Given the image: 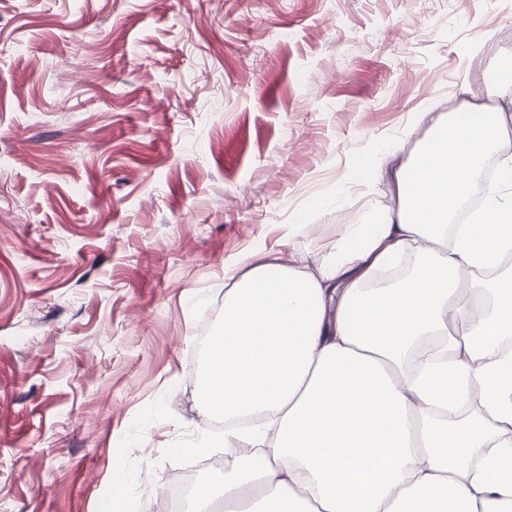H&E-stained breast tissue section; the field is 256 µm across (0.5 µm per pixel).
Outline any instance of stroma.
Wrapping results in <instances>:
<instances>
[{
  "mask_svg": "<svg viewBox=\"0 0 512 512\" xmlns=\"http://www.w3.org/2000/svg\"><path fill=\"white\" fill-rule=\"evenodd\" d=\"M511 28L512 0H0V512L222 479L223 449L178 447L215 431L190 338L225 265H317L396 205L354 167L460 82L512 113L487 92Z\"/></svg>",
  "mask_w": 512,
  "mask_h": 512,
  "instance_id": "stroma-1",
  "label": "stroma"
}]
</instances>
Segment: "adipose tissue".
I'll use <instances>...</instances> for the list:
<instances>
[{
    "label": "adipose tissue",
    "mask_w": 512,
    "mask_h": 512,
    "mask_svg": "<svg viewBox=\"0 0 512 512\" xmlns=\"http://www.w3.org/2000/svg\"><path fill=\"white\" fill-rule=\"evenodd\" d=\"M420 112L398 161L355 180L396 207L344 227L315 267L255 252L224 270V318L195 345L224 423L221 482L183 512H512V114ZM482 346H475V339Z\"/></svg>",
    "instance_id": "adipose-tissue-1"
}]
</instances>
